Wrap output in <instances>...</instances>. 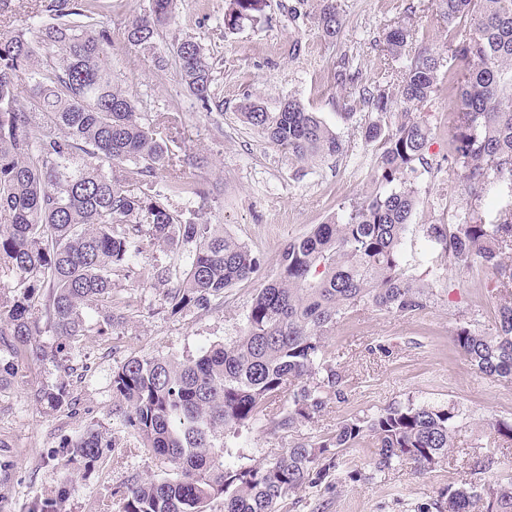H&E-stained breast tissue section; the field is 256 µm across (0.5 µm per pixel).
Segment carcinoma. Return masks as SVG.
Returning <instances> with one entry per match:
<instances>
[{"mask_svg":"<svg viewBox=\"0 0 512 512\" xmlns=\"http://www.w3.org/2000/svg\"><path fill=\"white\" fill-rule=\"evenodd\" d=\"M177 0H151L149 13L124 29V40L148 49L175 13ZM265 0H228L224 28L260 22ZM105 0H35L25 28L0 27V274L16 281L0 294V392L32 361L52 359L80 336L82 310L112 332V275L130 267L145 243L191 246L183 262L154 266L159 282L176 280L171 311L207 310L212 300L253 278L260 259L221 224L184 217L183 194L205 192L184 181L190 159L169 150L181 119L141 117L112 71ZM448 22L446 48L464 65L448 142V178L485 189L508 185V199L486 221L470 207L455 224L426 229L432 268H488L499 291L495 333L466 325L453 342L476 372L512 382V0H439ZM81 22H69L70 17ZM49 17L53 22L47 23ZM470 23L463 32L459 19ZM318 30L334 40L342 29L337 0H317ZM411 33L395 27L383 40L394 57ZM184 87L209 109L213 65L192 38L172 45ZM444 57L419 53L395 85L362 90L379 112L364 138L379 152L373 189L342 214L289 241L276 277L253 298L241 334L182 359L129 357L112 372V391L126 427L166 466L165 476L135 478L113 492L119 512H283L290 494L337 472L344 451L369 437L375 467L395 462L426 474L448 460L466 417L456 405L409 402L348 418L315 443L297 442L253 464L229 460L224 435L270 422L290 431L321 416L330 396L345 399V381L327 339L339 319L367 306L399 316L426 310L432 283L407 274L402 250L418 202L411 176L429 166L431 129L411 112L387 120L395 99L417 106L431 96ZM26 77V104L17 81ZM245 122L299 160L342 152L336 134L294 99L269 112L256 99ZM168 173V192L154 187ZM51 334L56 345L41 337ZM60 385L37 393L53 407L67 403ZM70 459L95 460L112 443L92 429L66 444ZM512 512V473L493 483L464 480L442 489L436 512Z\"/></svg>","mask_w":512,"mask_h":512,"instance_id":"1","label":"carcinoma"}]
</instances>
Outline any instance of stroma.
<instances>
[{
	"label": "stroma",
	"instance_id": "obj_1",
	"mask_svg": "<svg viewBox=\"0 0 512 512\" xmlns=\"http://www.w3.org/2000/svg\"><path fill=\"white\" fill-rule=\"evenodd\" d=\"M301 15L290 19L288 8ZM151 0H112L103 21L108 28L112 70L142 116L181 113L184 126L172 152L190 155L189 182L210 190L206 206L190 201L196 219L223 225L260 258L252 280L225 290L210 310L172 313L168 283L142 279L130 283L113 275L111 335L88 320V331L66 357L29 365L12 386L0 392V512H33L46 501L63 500L66 512H102L112 493L131 479L162 476L159 464L124 423L112 393V372L130 356L180 357L239 335L252 301L277 271V258L290 239L308 233L338 213L344 202L371 190L369 174L376 145L366 142V126L378 114L357 103L358 92L339 83L342 58L352 60L360 82L377 89L396 81L411 56L442 47L448 26L440 19L438 0H338L343 26L336 39L324 38L313 19L314 0H267L266 18L230 32L224 28L227 0H178L175 17L156 40L155 49L127 44L125 26L147 14ZM403 26L414 32L404 56L393 57L379 38L385 29ZM193 38L213 64V92L219 108L204 111L180 81L171 45ZM430 98L414 108L394 103L393 112L413 110L432 130L429 168L414 178L419 203L405 234L403 257L408 274L430 269L425 230L463 218L478 204L493 219L506 189L482 190L471 198L463 184L449 182L448 140L454 121L455 91L449 73L459 62L447 58ZM260 96L268 111L289 99L300 101L342 143L341 154L301 161L272 145L240 115L249 96ZM356 101L344 115L346 100ZM492 275L482 268L449 272L435 283L430 306L398 316L369 309L338 321L329 338L346 380L347 397L330 402L323 416L290 432L265 428L226 437L227 447L245 444L248 462L262 461L300 441L333 431L352 416L372 415L410 401L435 406L457 404L467 424L455 440L447 464L419 475L408 463L379 471L370 440L348 449L342 468L321 484L288 497L285 512H419L441 488L464 479L487 482L500 467L476 469L489 449L503 447L512 462V442L500 444L491 425L512 419V382L490 381L471 369L452 342L451 333L468 323L493 332L497 301L491 298ZM66 385L67 406L53 409L33 397L40 388ZM94 429L115 443V451L91 464L66 463L64 446ZM352 471L361 480L349 479Z\"/></svg>",
	"mask_w": 512,
	"mask_h": 512
}]
</instances>
